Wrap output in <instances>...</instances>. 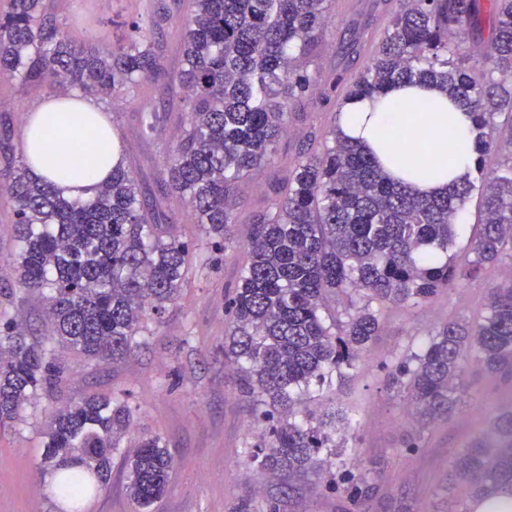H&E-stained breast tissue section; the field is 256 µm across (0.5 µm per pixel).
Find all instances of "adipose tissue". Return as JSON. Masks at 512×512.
I'll list each match as a JSON object with an SVG mask.
<instances>
[{
    "mask_svg": "<svg viewBox=\"0 0 512 512\" xmlns=\"http://www.w3.org/2000/svg\"><path fill=\"white\" fill-rule=\"evenodd\" d=\"M342 136L374 155L382 172L419 196L445 193L476 162L472 114L445 92L405 83L347 102ZM101 105L79 93L44 99L27 116L21 153L30 172L68 198L90 196L121 159Z\"/></svg>",
    "mask_w": 512,
    "mask_h": 512,
    "instance_id": "1",
    "label": "adipose tissue"
}]
</instances>
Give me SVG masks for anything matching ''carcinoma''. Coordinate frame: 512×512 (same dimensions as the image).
<instances>
[{
	"mask_svg": "<svg viewBox=\"0 0 512 512\" xmlns=\"http://www.w3.org/2000/svg\"><path fill=\"white\" fill-rule=\"evenodd\" d=\"M185 23L181 81L188 124L170 153L171 185L188 200L201 239L159 224L123 165L92 197L68 200L33 179L10 136L0 140V187L14 214L18 284L38 296L51 331L33 336L0 311V427L44 407V462L62 502L82 512L103 486L112 455L137 417L119 398L65 401V347L96 366L130 353L147 322H161L182 288L232 243L239 183L274 162L292 112L313 93L306 59L321 45L332 0H194ZM487 27L475 59L462 51L466 31ZM152 18L132 21L109 50L75 44L49 25L41 0H8L0 11V76L46 87L56 98L128 91L163 76ZM424 83L473 114V174L442 197L422 198L390 181L375 160L330 132L317 155L298 157L288 184L252 224L239 285L226 305L224 358L239 366L254 400L263 443L250 456L282 487L314 479L361 512L378 472L356 464L331 473L340 433L336 412L303 407L312 380L345 377L382 331L389 306L421 308L463 279L507 257L508 277L488 291L480 320H450L424 348L391 366L390 385L418 427L402 448L461 409L474 362L508 383L497 412L453 461L483 494L512 486V0H395L365 68L344 84L343 100L374 98L400 82ZM508 151L487 168L486 157ZM480 230L465 260L449 253L457 213L473 193ZM173 459L159 436H142L128 458L126 490L142 510L168 488Z\"/></svg>",
	"mask_w": 512,
	"mask_h": 512,
	"instance_id": "cac0c4a2",
	"label": "carcinoma"
}]
</instances>
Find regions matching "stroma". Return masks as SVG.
Wrapping results in <instances>:
<instances>
[{"label":"stroma","instance_id":"stroma-1","mask_svg":"<svg viewBox=\"0 0 512 512\" xmlns=\"http://www.w3.org/2000/svg\"><path fill=\"white\" fill-rule=\"evenodd\" d=\"M42 5L48 17L67 27L76 44L91 40L104 49L124 39L132 20L168 13L158 34L164 77L141 83L132 95L102 96L98 102L121 137L125 164L150 211L176 234L196 238L199 228L190 206L168 182L170 150L186 117L181 46L192 0H42ZM354 29L376 43L383 33L382 18L369 0H336L325 39L309 63L317 92L298 108L288 133L280 138L275 162L247 174L237 197L231 248L191 279L161 323L151 324L145 345L101 366L87 364L70 350L59 352L68 368L63 398L124 396L137 411L139 433L165 440L174 460L169 488L148 512H232L258 494L275 503L277 512H340L339 497L312 492L305 484L293 497L282 496L279 482L261 475L257 462L247 455V446L257 441L254 406L240 390L236 366L224 359V337L225 306L239 283L251 224L286 186L298 156L320 152L337 124L341 95L333 90L332 78L358 73L367 62L348 53ZM45 96L42 88L0 78V128H9L12 143H20L28 109ZM146 112L154 115L149 130L142 127ZM501 273V266H487L479 279L442 292L419 310L384 308L381 336L344 381L312 386L310 407L329 405L347 419L342 460L355 458L379 471L364 512H453L457 504H471L469 485L455 478L452 461L499 401L496 384L480 367L469 365L461 412L425 432L421 448L409 454L401 446L411 417L389 386L386 367L423 347L440 324L481 318L488 290ZM42 411L39 405L26 407L25 423L0 429V512L57 510L43 463ZM83 510L135 512L122 455L113 457L107 482L85 501Z\"/></svg>","mask_w":512,"mask_h":512}]
</instances>
